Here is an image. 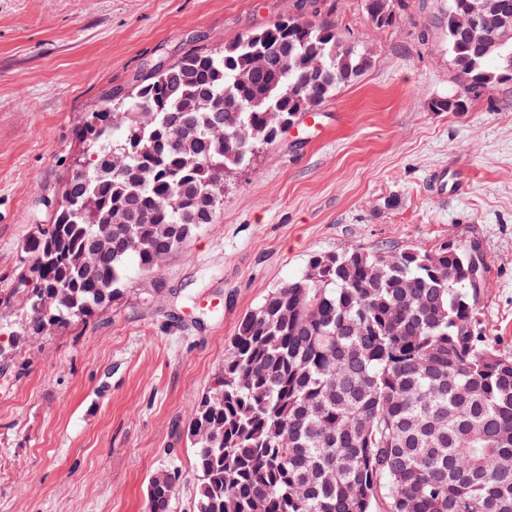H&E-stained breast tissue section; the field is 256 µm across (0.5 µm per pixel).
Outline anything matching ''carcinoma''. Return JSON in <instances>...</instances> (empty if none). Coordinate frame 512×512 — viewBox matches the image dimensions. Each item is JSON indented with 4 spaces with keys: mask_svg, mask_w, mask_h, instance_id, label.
I'll list each match as a JSON object with an SVG mask.
<instances>
[{
    "mask_svg": "<svg viewBox=\"0 0 512 512\" xmlns=\"http://www.w3.org/2000/svg\"><path fill=\"white\" fill-rule=\"evenodd\" d=\"M471 2L448 0L444 18L465 94L512 81V42L457 47L455 14ZM311 4L159 62L86 113L82 158L0 291L1 308L22 310L12 346L90 321L121 299L131 265L159 270L216 223L227 179L368 67ZM364 4L375 27L395 21L392 0ZM109 235L87 262L89 240ZM473 249L318 254L271 290L191 414L196 512H512V354L477 319L488 284L464 275ZM373 265L381 278H365ZM180 481L157 471L145 512H171Z\"/></svg>",
    "mask_w": 512,
    "mask_h": 512,
    "instance_id": "cac0c4a2",
    "label": "carcinoma"
}]
</instances>
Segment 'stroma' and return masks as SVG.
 <instances>
[{
  "instance_id": "stroma-1",
  "label": "stroma",
  "mask_w": 512,
  "mask_h": 512,
  "mask_svg": "<svg viewBox=\"0 0 512 512\" xmlns=\"http://www.w3.org/2000/svg\"><path fill=\"white\" fill-rule=\"evenodd\" d=\"M297 0H0V290L47 223L78 152L76 129L147 63L214 47L294 13ZM370 66L224 187L158 276L131 274L89 323L0 357V512H143L152 476L178 468L173 512H193L192 408L244 315L349 247L477 245L478 316L512 353V81L460 94L440 19L448 0H393L377 29L363 0H327ZM461 166L462 192L436 196Z\"/></svg>"
}]
</instances>
